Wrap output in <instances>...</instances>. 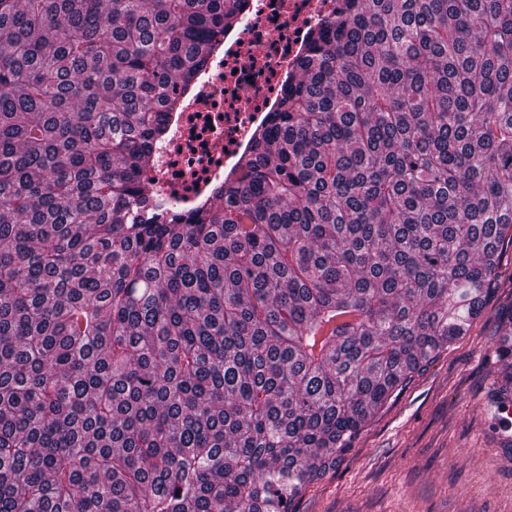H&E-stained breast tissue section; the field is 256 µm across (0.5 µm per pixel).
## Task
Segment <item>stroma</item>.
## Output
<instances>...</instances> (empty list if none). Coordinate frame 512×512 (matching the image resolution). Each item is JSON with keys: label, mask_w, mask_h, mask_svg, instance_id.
<instances>
[{"label": "stroma", "mask_w": 512, "mask_h": 512, "mask_svg": "<svg viewBox=\"0 0 512 512\" xmlns=\"http://www.w3.org/2000/svg\"><path fill=\"white\" fill-rule=\"evenodd\" d=\"M512 318V281L497 285L469 336L427 363L370 417L336 468L291 512H512V447L488 404L496 330Z\"/></svg>", "instance_id": "35a3bbf8"}]
</instances>
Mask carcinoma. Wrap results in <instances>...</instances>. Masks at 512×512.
<instances>
[{"instance_id": "cac0c4a2", "label": "carcinoma", "mask_w": 512, "mask_h": 512, "mask_svg": "<svg viewBox=\"0 0 512 512\" xmlns=\"http://www.w3.org/2000/svg\"><path fill=\"white\" fill-rule=\"evenodd\" d=\"M240 2L0 0V512H290L493 292L512 0H344L222 206L156 209Z\"/></svg>"}]
</instances>
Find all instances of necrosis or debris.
<instances>
[{
  "label": "necrosis or debris",
  "instance_id": "necrosis-or-debris-1",
  "mask_svg": "<svg viewBox=\"0 0 512 512\" xmlns=\"http://www.w3.org/2000/svg\"><path fill=\"white\" fill-rule=\"evenodd\" d=\"M337 6L338 0H245L239 24L189 82L166 140L142 171L158 197L185 212L212 199L275 108L309 32Z\"/></svg>",
  "mask_w": 512,
  "mask_h": 512
}]
</instances>
